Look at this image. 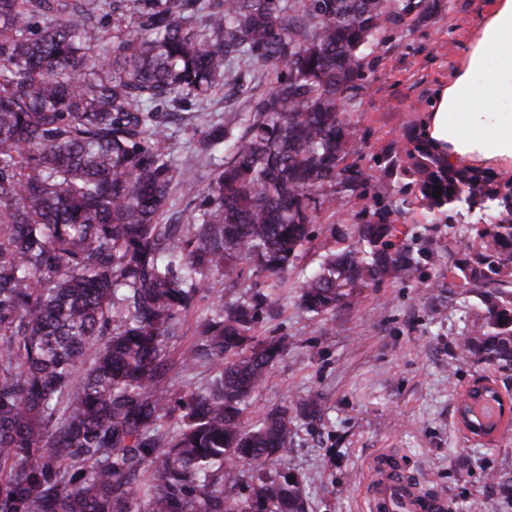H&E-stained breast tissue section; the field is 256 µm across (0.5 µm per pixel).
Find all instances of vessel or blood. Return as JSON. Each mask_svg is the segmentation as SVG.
I'll list each match as a JSON object with an SVG mask.
<instances>
[{
	"label": "vessel or blood",
	"mask_w": 512,
	"mask_h": 512,
	"mask_svg": "<svg viewBox=\"0 0 512 512\" xmlns=\"http://www.w3.org/2000/svg\"><path fill=\"white\" fill-rule=\"evenodd\" d=\"M370 481V512H447L449 508L445 498L422 500L417 493L404 490L401 470L389 455L382 453L373 458Z\"/></svg>",
	"instance_id": "b4317fda"
}]
</instances>
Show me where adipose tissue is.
Masks as SVG:
<instances>
[{
  "label": "adipose tissue",
  "mask_w": 512,
  "mask_h": 512,
  "mask_svg": "<svg viewBox=\"0 0 512 512\" xmlns=\"http://www.w3.org/2000/svg\"><path fill=\"white\" fill-rule=\"evenodd\" d=\"M467 56L466 67L437 93L424 135L447 144L452 165L472 156L512 164V0H495ZM480 76L485 88L478 99L474 82ZM458 112L459 125L450 120Z\"/></svg>",
  "instance_id": "1"
}]
</instances>
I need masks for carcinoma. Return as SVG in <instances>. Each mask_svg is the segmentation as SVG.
Returning a JSON list of instances; mask_svg holds the SVG:
<instances>
[{
	"label": "carcinoma",
	"mask_w": 512,
	"mask_h": 512,
	"mask_svg": "<svg viewBox=\"0 0 512 512\" xmlns=\"http://www.w3.org/2000/svg\"><path fill=\"white\" fill-rule=\"evenodd\" d=\"M422 2L0 0V512H307L288 469V408L244 419L286 349L255 336L277 289L217 296L176 362L171 348L197 297L243 263L287 271L319 195L362 194L372 174L346 163L359 149L346 106L383 23ZM107 32L112 57L90 56ZM235 64L237 91L262 67L271 86L195 140L196 162L224 151L200 188L166 148L169 121L201 120L190 108ZM378 163L425 212L492 213L453 273L485 307L483 330L458 348L512 369V180L448 165L417 130ZM178 190L199 204L168 224ZM357 234L302 283L304 310L333 315L418 269L385 207ZM203 363L215 370L206 385L167 388L173 369ZM486 396L501 402L491 386L464 400L472 433L500 424L478 406Z\"/></svg>",
	"instance_id": "obj_1"
}]
</instances>
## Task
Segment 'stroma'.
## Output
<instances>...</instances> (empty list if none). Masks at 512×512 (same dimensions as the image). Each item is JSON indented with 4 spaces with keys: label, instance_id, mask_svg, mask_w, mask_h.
Returning <instances> with one entry per match:
<instances>
[{
    "label": "stroma",
    "instance_id": "obj_1",
    "mask_svg": "<svg viewBox=\"0 0 512 512\" xmlns=\"http://www.w3.org/2000/svg\"><path fill=\"white\" fill-rule=\"evenodd\" d=\"M425 2L420 22H385L367 58L368 78L347 105L359 140L347 162L373 175L364 194L324 193L311 240L287 272L274 279L248 265L224 292L225 300L243 301L274 284L282 294L255 333L285 340L288 350L250 397L246 417L254 422L281 406L295 415L288 467L303 479L308 512H368L369 463L383 452L405 475L448 498L451 512H512V427L489 441L475 438L456 413L482 376L512 399V371L461 360L457 349L460 336L482 326L484 307L476 294L451 284L448 270L482 214L428 217L409 206L397 178L376 163L410 128L423 127L438 89L464 66V50L494 0ZM380 205L392 208L400 245L420 253L418 273L384 278L332 318L300 308L302 281L330 252L355 246L358 224ZM312 400L319 416H303Z\"/></svg>",
    "mask_w": 512,
    "mask_h": 512
}]
</instances>
